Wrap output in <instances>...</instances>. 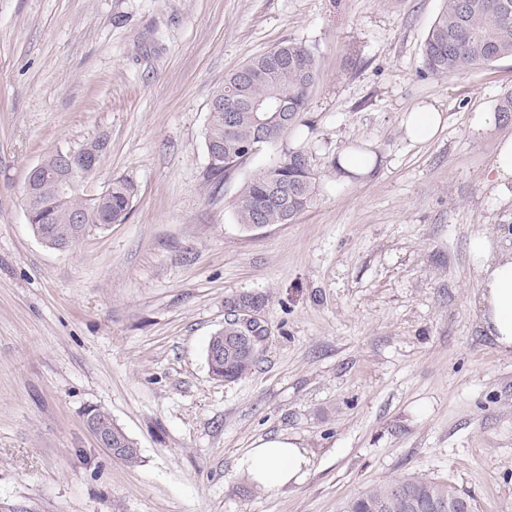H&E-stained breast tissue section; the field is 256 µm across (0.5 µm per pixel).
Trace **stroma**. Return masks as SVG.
I'll return each mask as SVG.
<instances>
[{
    "label": "stroma",
    "mask_w": 512,
    "mask_h": 512,
    "mask_svg": "<svg viewBox=\"0 0 512 512\" xmlns=\"http://www.w3.org/2000/svg\"><path fill=\"white\" fill-rule=\"evenodd\" d=\"M442 0H0V512H339L408 474L512 512V358L484 333L470 238L512 239L490 167L512 124L474 131L512 89V58L422 75ZM314 48L302 125L223 181L204 146L225 78L282 41ZM433 105L444 128L406 139ZM102 137L89 183L127 176V220L72 249L42 245L22 189L48 152ZM306 150L311 205L259 230L240 183ZM349 148L376 156L341 180ZM267 334L252 372L210 374L230 302ZM106 409L140 449L96 445ZM285 434L305 480L270 492L239 462ZM444 124L443 117L434 107L422 105L405 113L403 128L407 139L413 142L433 140ZM92 410L95 416L99 418H108L112 417L110 413L106 410L94 407L90 408L87 411ZM95 416H85L84 422L86 427L93 434L96 442L102 447L108 449L112 454V418L109 420L100 421L99 418Z\"/></svg>",
    "instance_id": "obj_1"
}]
</instances>
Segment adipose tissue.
Here are the masks:
<instances>
[{"label":"adipose tissue","instance_id":"ef3b65f1","mask_svg":"<svg viewBox=\"0 0 512 512\" xmlns=\"http://www.w3.org/2000/svg\"><path fill=\"white\" fill-rule=\"evenodd\" d=\"M469 255L480 274L476 303L481 326L500 354H512V251L502 250L492 235L478 233L469 241ZM240 467L253 483L274 492L301 483L310 458L294 438L282 434L260 441Z\"/></svg>","mask_w":512,"mask_h":512}]
</instances>
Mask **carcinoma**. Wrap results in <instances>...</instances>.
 I'll use <instances>...</instances> for the list:
<instances>
[{"label": "carcinoma", "mask_w": 512, "mask_h": 512, "mask_svg": "<svg viewBox=\"0 0 512 512\" xmlns=\"http://www.w3.org/2000/svg\"><path fill=\"white\" fill-rule=\"evenodd\" d=\"M512 57V0H443V7L424 39L421 49L423 72L447 76ZM249 78L247 93L254 98L283 97L291 115L289 128L302 122L308 94L317 81L315 51L298 42L284 41L251 57L229 75L213 94L224 108L210 112L205 131L208 153L223 156L219 165L208 166L212 179L220 180L256 154V149L277 143L287 130L274 124L268 140H258L255 113L235 102L237 83ZM234 116V127H224L226 113ZM496 120L512 121V91L503 93L495 108ZM315 174L310 156L302 149H287L267 167L244 179L239 187L235 215L246 230L255 225L289 224L311 204ZM137 184L129 177L112 180L106 211L112 223L122 224L137 197ZM87 207L82 196L61 198L51 189L42 193L36 218L39 230L61 239L72 237L73 211ZM231 308L249 319L254 336L266 335L261 320L252 315L255 301L242 297ZM224 353L208 360L209 370L218 378L234 381L247 375L257 355L241 337L235 318L224 321V329L209 340L206 355ZM342 512H475L473 498L448 484L420 476H404L380 483L349 499Z\"/></svg>", "instance_id": "cac0c4a2"}]
</instances>
